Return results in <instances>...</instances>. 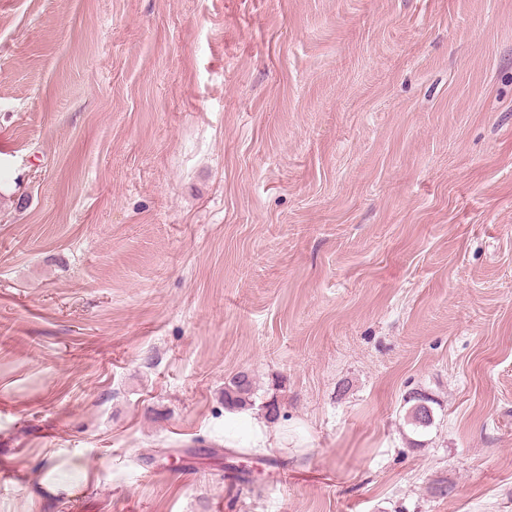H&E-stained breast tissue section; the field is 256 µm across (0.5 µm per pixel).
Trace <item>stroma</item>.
Segmentation results:
<instances>
[{
  "mask_svg": "<svg viewBox=\"0 0 512 512\" xmlns=\"http://www.w3.org/2000/svg\"><path fill=\"white\" fill-rule=\"evenodd\" d=\"M4 466L0 512H512V0H0ZM255 386L249 373H237L224 387V404L229 409L252 406ZM422 393L416 392L409 396V399H406L405 403L406 405H409L405 409L404 414V420L407 423V425L411 426L413 428V431L415 432H423L433 426L434 424V411L431 406V404H437V402L434 399L427 400V403L429 404L431 410H432V419L430 418L427 421H422L418 418L417 412L415 411V404L419 400V395Z\"/></svg>",
  "mask_w": 512,
  "mask_h": 512,
  "instance_id": "35a3bbf8",
  "label": "stroma"
}]
</instances>
